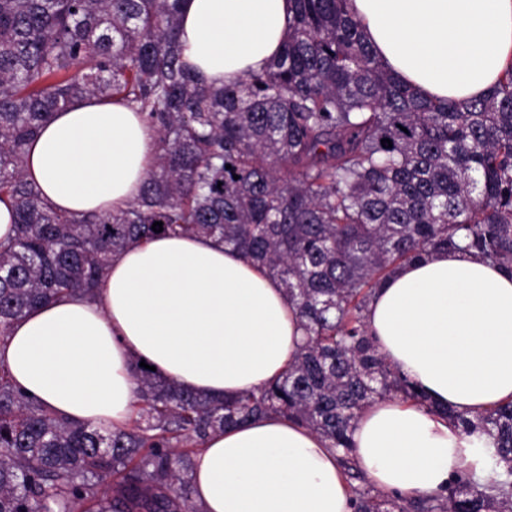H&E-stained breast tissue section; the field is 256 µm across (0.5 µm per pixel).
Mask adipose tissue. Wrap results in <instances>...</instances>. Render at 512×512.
I'll return each mask as SVG.
<instances>
[{
    "label": "adipose tissue",
    "instance_id": "1",
    "mask_svg": "<svg viewBox=\"0 0 512 512\" xmlns=\"http://www.w3.org/2000/svg\"><path fill=\"white\" fill-rule=\"evenodd\" d=\"M387 69L423 97L486 96L512 65V0H349ZM291 0H184L182 59L221 87L277 56ZM157 133L121 98L74 101L31 141L25 179L57 211L127 208L156 160ZM365 322L380 352L431 404L464 414L512 400V273L454 250L400 268ZM280 282L222 243L176 234L113 257L95 298L64 296L14 320L0 367L53 415L112 430L133 417L131 365L203 397L232 399L286 372L302 343ZM358 463L383 493L444 490L463 470L480 482L471 438L410 401L367 408ZM202 512H353L335 453L311 430L265 416L211 434L192 457Z\"/></svg>",
    "mask_w": 512,
    "mask_h": 512
}]
</instances>
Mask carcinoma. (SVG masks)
<instances>
[{
	"instance_id": "carcinoma-1",
	"label": "carcinoma",
	"mask_w": 512,
	"mask_h": 512,
	"mask_svg": "<svg viewBox=\"0 0 512 512\" xmlns=\"http://www.w3.org/2000/svg\"><path fill=\"white\" fill-rule=\"evenodd\" d=\"M346 2L293 0L265 72L216 88L182 63L181 0H0V199L16 228L0 243V339L38 304L93 296L156 221L260 264L306 332L279 380L234 399L135 365L138 416L116 432L54 416L0 369V512H201L190 455L267 415L336 450L354 512H512V401L472 417L430 406L483 449V485L468 472L434 496L375 491L352 440L379 401L426 404L367 333L372 292L440 250L512 272V65L481 99L428 100L386 70ZM91 96L146 114L157 160L128 208L74 217L22 168L53 113Z\"/></svg>"
}]
</instances>
